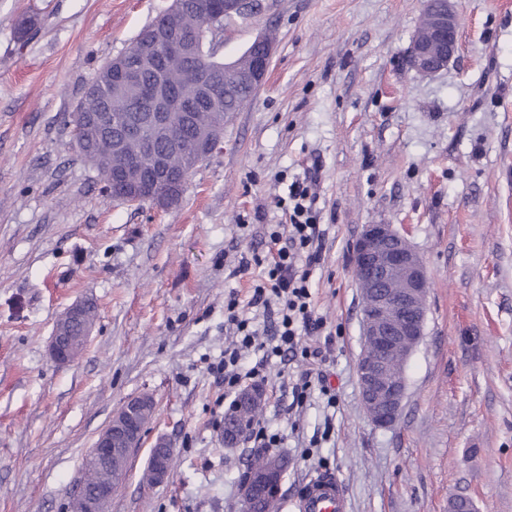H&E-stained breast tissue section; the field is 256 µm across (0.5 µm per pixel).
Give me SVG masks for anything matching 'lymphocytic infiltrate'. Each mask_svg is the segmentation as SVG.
<instances>
[{"label":"lymphocytic infiltrate","instance_id":"lymphocytic-infiltrate-1","mask_svg":"<svg viewBox=\"0 0 512 512\" xmlns=\"http://www.w3.org/2000/svg\"><path fill=\"white\" fill-rule=\"evenodd\" d=\"M308 196V185L293 183L288 191L291 212L287 232L270 230L265 257L241 259L237 267L241 274L253 266L259 267L260 273L247 302H240L233 294L224 304V321L233 326L236 336L211 370L223 377L225 394H237L247 383L261 379L271 358L307 361L322 356L320 348L302 342L303 337L322 327L311 300L310 277L321 260L325 232L306 204ZM253 309L269 320L266 332L255 327L249 315ZM251 352L259 359L250 368H243L242 360Z\"/></svg>","mask_w":512,"mask_h":512}]
</instances>
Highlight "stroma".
<instances>
[{"mask_svg":"<svg viewBox=\"0 0 512 512\" xmlns=\"http://www.w3.org/2000/svg\"><path fill=\"white\" fill-rule=\"evenodd\" d=\"M171 0H0V512H67L81 464L123 401L156 402L112 512H239L252 448L224 445V384L209 370L247 299L241 257L265 254L289 185L319 162L327 233L312 274L336 392L292 405L298 361L272 360L263 423L288 460L279 512L322 473L349 512H512V0H453L458 49L431 76L403 58L422 0H257L226 21L236 59L262 33L263 85L224 126L167 208L108 199L63 122L98 69ZM37 26L19 37L20 17ZM368 224H392L429 281L424 336L406 365L397 422L360 401L361 297L350 262ZM97 306L81 355L48 341L64 309ZM334 429L324 435V416ZM175 450L169 480L141 482L150 448Z\"/></svg>","mask_w":512,"mask_h":512,"instance_id":"stroma-1","label":"stroma"}]
</instances>
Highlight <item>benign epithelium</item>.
<instances>
[{
	"label": "benign epithelium",
	"instance_id": "benign-epithelium-1",
	"mask_svg": "<svg viewBox=\"0 0 512 512\" xmlns=\"http://www.w3.org/2000/svg\"><path fill=\"white\" fill-rule=\"evenodd\" d=\"M250 7L248 0H206V24L217 30L224 20L232 18ZM187 8L185 0H172L165 12L166 29L156 39L135 41L126 51L112 60L109 77L117 83L134 82L141 94L150 101L151 111L132 114L116 147L138 143L154 151L157 164L153 174L132 176L126 167L115 172L112 185L107 187L109 197L127 203L150 202L167 207L177 202V190L187 184L185 176L169 174L166 153L157 150L142 136V127L167 124L168 113L182 111V100L177 91L165 84L163 77L154 83H141L140 70L131 68L125 56L136 58L146 66L154 61L157 45H162L170 56L196 53V41L178 35L182 14ZM428 16L425 34H414L406 55V66L423 75H432L448 67L457 50L460 19L450 0H425ZM274 43L266 35L256 38L243 52L250 58L246 66L239 60L216 68L200 59L194 73L195 87L203 102H213L216 93L213 78L223 70L236 73L238 81L259 88L263 85L273 54ZM83 140L101 137L103 130L93 115H78ZM352 264L356 283L361 291L363 349L357 362V376L363 409L378 428L393 425L402 410L406 396V359L415 351L424 336L428 281L420 254L409 240L391 224H367L352 246ZM73 340L52 334L49 353L59 364L70 363L69 352ZM154 399L141 394L127 398L122 406L125 415L111 421L98 435L89 457L104 468L112 462L130 457L134 447L140 445L148 422L141 419L145 405ZM174 449L167 440L159 438L150 450L147 466L151 468L152 485H161L171 475ZM282 471L275 467L252 473L242 479L241 500L248 503L258 496L281 491ZM112 484L102 483L95 491L86 490L84 482L76 485L68 505V512H111Z\"/></svg>",
	"mask_w": 512,
	"mask_h": 512
}]
</instances>
